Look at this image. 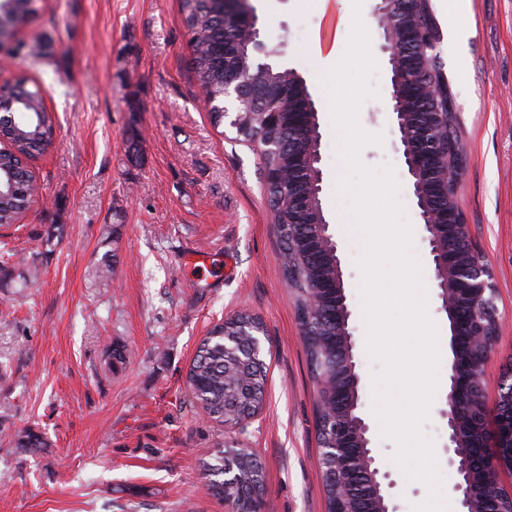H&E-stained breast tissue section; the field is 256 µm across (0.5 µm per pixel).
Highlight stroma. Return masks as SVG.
<instances>
[{
  "label": "stroma",
  "mask_w": 512,
  "mask_h": 512,
  "mask_svg": "<svg viewBox=\"0 0 512 512\" xmlns=\"http://www.w3.org/2000/svg\"><path fill=\"white\" fill-rule=\"evenodd\" d=\"M267 42L313 95L344 56L354 17L367 24L376 96L357 122L382 142L360 162L391 166L410 226L395 129L384 110L386 55L373 0H334L336 55L318 56L326 17L313 0H251ZM455 132L467 164L458 204L491 266L502 328L485 370L488 399L512 362V0H464L471 25L451 35L452 0H429ZM178 0H39L0 47V82L46 92L55 134L34 163L40 185L19 226L0 230L37 281L0 282V512H229L203 488L200 463L250 448L264 468L266 512H325L313 384L281 272V244L257 149L217 129L190 67ZM330 223L350 197L336 188V126L320 104ZM58 235L47 247V235ZM360 338L368 329L362 248L335 236ZM108 277H99L103 265ZM239 313L264 329V407L220 426L185 380L204 336ZM126 361L103 364L105 346ZM44 436L18 448L17 433Z\"/></svg>",
  "instance_id": "stroma-1"
}]
</instances>
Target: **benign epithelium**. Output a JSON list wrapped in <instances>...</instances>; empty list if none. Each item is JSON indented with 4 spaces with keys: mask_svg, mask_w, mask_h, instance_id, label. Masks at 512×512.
<instances>
[{
    "mask_svg": "<svg viewBox=\"0 0 512 512\" xmlns=\"http://www.w3.org/2000/svg\"><path fill=\"white\" fill-rule=\"evenodd\" d=\"M38 0H29L24 11L0 12V47L10 42L17 26L36 11ZM213 8L245 29L237 50L251 60L247 71L227 62L233 50L224 45V101H206L210 109L234 114L230 126L241 134L245 114L240 105L252 100L280 101L281 89L260 88L262 74L282 55L269 45L258 27L250 0H212ZM424 0H375L377 19L387 54L390 90L386 112L397 129L395 149L408 176L411 199L419 217L422 240L432 270V285L439 309L449 321L452 360L448 364L446 395L439 409L446 421L448 483L446 491L459 504L457 512H512V492L501 491L502 478L512 476V389L498 394L496 411H491L483 387V370L499 336L501 320L491 296L496 292L493 273L472 242L457 204L464 165L452 162L465 157L463 144L446 141L448 84L442 73L430 71L422 81L406 74L404 54L410 44L426 46L434 56L440 36L434 23L422 25ZM306 79L288 69V128L308 139L288 153V167L264 170L266 184L298 183L301 195L290 199L304 223L318 228L313 236L290 243L296 277L311 281V254H317L318 279L309 290L306 310L317 317L336 320V374L319 385L326 397L319 399L322 413L333 418L328 448L330 469L322 470L326 483L335 487L333 512H396L390 508L391 490L396 487L392 472L382 470L378 450L372 444L371 424L361 411L363 379L359 371L357 339L350 326L353 315L339 245L326 219L320 195L323 191L319 109L307 94ZM267 128L282 123V112L262 109L252 113ZM240 336L252 337L249 357L259 361L260 330L248 321L240 323Z\"/></svg>",
    "mask_w": 512,
    "mask_h": 512,
    "instance_id": "7a95c632",
    "label": "benign epithelium"
}]
</instances>
